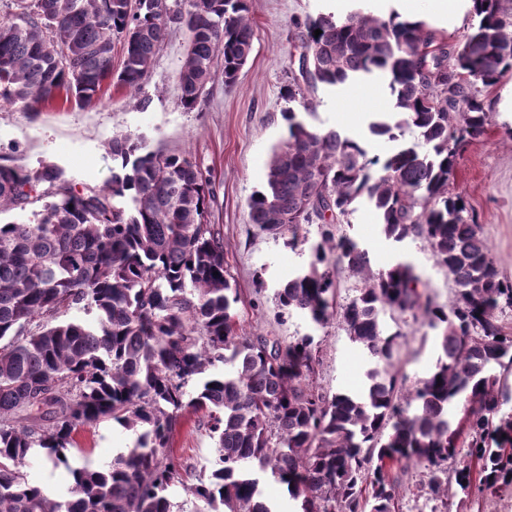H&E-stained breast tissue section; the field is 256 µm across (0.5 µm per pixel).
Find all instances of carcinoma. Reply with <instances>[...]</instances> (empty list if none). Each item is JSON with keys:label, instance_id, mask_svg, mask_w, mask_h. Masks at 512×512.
Wrapping results in <instances>:
<instances>
[{"label": "carcinoma", "instance_id": "1", "mask_svg": "<svg viewBox=\"0 0 512 512\" xmlns=\"http://www.w3.org/2000/svg\"><path fill=\"white\" fill-rule=\"evenodd\" d=\"M13 6L0 16V99L27 112L62 94L89 107L105 77L138 92L173 25L189 33L177 76L188 109L217 73L232 85L253 47L246 0ZM473 13L478 23L453 43L396 14L308 20L307 89L390 76L393 112L369 129L398 145L371 156L290 111L288 136L248 203L250 223L289 234L290 245L303 225L319 226L309 268L281 284L276 302L317 327L340 319L369 362L357 393L329 396L313 385V336L283 345L240 327L224 238L204 223L210 181L188 156L116 136L112 180L86 194L52 163L0 165V213L25 209L39 188L51 198L37 221L0 224V512H183L178 486L196 512H273L265 475L285 487L295 512H396L403 491L393 469L413 466L428 470L430 512L512 490V331L500 319L512 310V283L449 192L462 143L487 130L483 93L512 71V12L504 0H473ZM305 90L290 86L288 98L308 110ZM363 200L386 239L427 243L456 286L448 307L419 290L414 266L376 268L341 232ZM331 254L358 281L342 304L325 267ZM70 310L95 318L59 320ZM394 313L436 330L437 358L410 388L396 367L404 334L384 320ZM189 410L208 413L214 440L209 471L192 484L172 451ZM101 421L133 432L134 446L99 469L72 466L75 432ZM33 448L65 469L70 499L29 479Z\"/></svg>", "mask_w": 512, "mask_h": 512}]
</instances>
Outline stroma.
Segmentation results:
<instances>
[{
  "label": "stroma",
  "mask_w": 512,
  "mask_h": 512,
  "mask_svg": "<svg viewBox=\"0 0 512 512\" xmlns=\"http://www.w3.org/2000/svg\"><path fill=\"white\" fill-rule=\"evenodd\" d=\"M253 26L251 56L233 85L216 79L207 85L200 105L186 109L176 86L185 57L186 29L172 28L156 54L140 91L149 98L147 109L116 83H108L94 105L79 109L58 99L40 112L0 102V164L33 169L52 163L62 169L75 191L101 188L112 177L114 163L108 151L112 137L134 134L148 147L165 153L186 154L211 179L214 196L208 204L207 223L224 237L229 280L238 288V319L252 336L280 343L309 334L318 343L320 366L316 384L322 392L357 389L363 360L339 320L326 327L311 325L298 315H280L275 291L307 269L319 240L318 227L304 225L299 242L288 246L285 238L259 230L249 221L248 202L261 190L273 149L288 134V113L319 130H331L329 110L351 113L365 94L359 81L327 86L309 92L312 111L300 110L287 95L289 86L302 83L299 62L307 53L299 34L304 23L330 14L327 0H246ZM504 78L485 93L489 113L486 133L469 144L460 158L452 192L461 194L482 227L502 277L512 280V120L499 110ZM348 234L370 252L375 267L404 255L420 275L424 288L438 305H447L455 284L438 266L427 244L418 239L393 247L381 235L372 210L357 205L348 217ZM405 339L399 365L410 379L421 377L435 358L429 327L410 315L395 317ZM134 435L118 424L102 421L79 429L69 453L74 466L107 465L113 456L132 446ZM172 447L193 472L214 456L207 419L203 413H185L174 434Z\"/></svg>",
  "instance_id": "35a3bbf8"
}]
</instances>
